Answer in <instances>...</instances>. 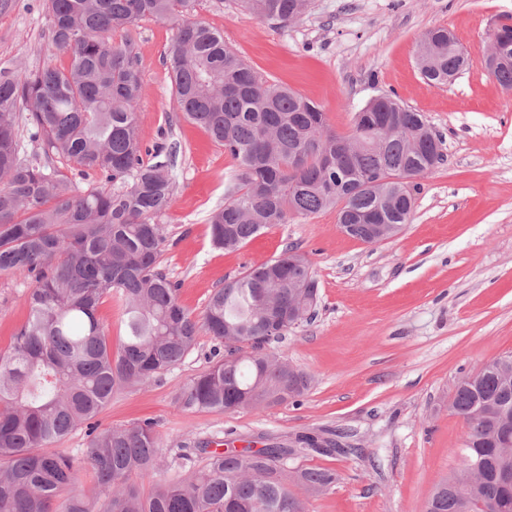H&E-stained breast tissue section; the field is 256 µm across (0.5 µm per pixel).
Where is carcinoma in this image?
I'll return each instance as SVG.
<instances>
[{"label":"carcinoma","instance_id":"obj_1","mask_svg":"<svg viewBox=\"0 0 512 512\" xmlns=\"http://www.w3.org/2000/svg\"><path fill=\"white\" fill-rule=\"evenodd\" d=\"M198 0H46L50 39L66 67L0 73V274L28 278V316L0 350V512H308L336 473L299 463L304 449L274 442L224 451L206 442L180 455L184 476L162 469L158 423L99 428L96 417L126 386L178 366L200 332L223 345L176 393L183 412L237 413L295 401L311 377L260 352L304 321L318 301L308 259L290 249L224 280L197 316L160 268V219L174 195L173 151L143 144L138 110L143 63L133 41L112 42L145 17L176 25L168 61L183 117L237 164L224 207L209 218L213 245L235 251L291 215L335 208L340 224H406L417 179L444 161L424 116L391 96L355 113L351 132L331 130L319 106L261 78L194 19ZM260 20L286 25L311 0H240ZM469 60L448 29L428 30L417 50L422 77L448 84ZM512 90V55L489 70ZM38 145L25 154L20 126ZM112 184L79 188L54 165ZM122 305L112 351L98 318ZM448 409L468 434L462 466L441 480L426 512H512V353L456 387ZM85 427L81 461L106 489H75L73 455L51 447ZM155 480L144 492L143 479Z\"/></svg>","mask_w":512,"mask_h":512}]
</instances>
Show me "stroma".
Here are the masks:
<instances>
[{
  "instance_id": "stroma-1",
  "label": "stroma",
  "mask_w": 512,
  "mask_h": 512,
  "mask_svg": "<svg viewBox=\"0 0 512 512\" xmlns=\"http://www.w3.org/2000/svg\"><path fill=\"white\" fill-rule=\"evenodd\" d=\"M195 17L259 76L321 106L336 132H349L370 99L396 95L441 135L446 160L420 179L404 231L379 245L342 233L327 210L290 216L238 251L215 249L208 218L223 207L236 164L177 107L167 63L176 29L145 18L115 33L117 43L131 38L143 61L145 144L176 149L160 267L180 282L181 305L201 314L225 279L289 247L310 260L319 299L310 323L266 347L312 376L300 401L232 414L178 409L177 391L209 364L214 342L203 334L159 380L115 392L99 424L155 419L169 458L203 441L258 449L340 430L347 454L301 460L337 476L309 512H425L435 485L462 463L467 428L448 409L452 388L512 353V91L483 64L496 25L512 22V0H313L284 27L244 13L238 0H198ZM434 27L452 31L470 58L448 85L427 83L416 65ZM67 63L51 43L43 0H18L0 16V70ZM29 288L0 275L1 349L27 316Z\"/></svg>"
}]
</instances>
